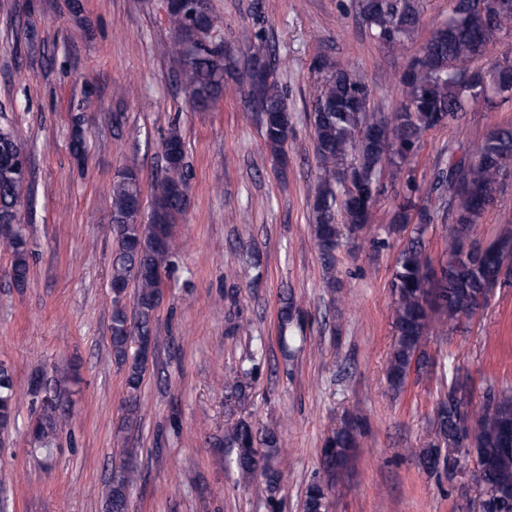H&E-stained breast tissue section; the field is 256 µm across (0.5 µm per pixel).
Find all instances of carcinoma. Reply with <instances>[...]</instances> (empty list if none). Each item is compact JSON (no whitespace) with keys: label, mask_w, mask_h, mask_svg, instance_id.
<instances>
[{"label":"carcinoma","mask_w":512,"mask_h":512,"mask_svg":"<svg viewBox=\"0 0 512 512\" xmlns=\"http://www.w3.org/2000/svg\"><path fill=\"white\" fill-rule=\"evenodd\" d=\"M358 14L375 40L396 48L412 39L420 22V0H358ZM174 37L170 52L178 69L177 80L191 105L205 110L219 99L230 79L247 86V101L271 152L285 158L292 115L279 87L271 53L263 45H245L249 68L230 50H200L194 26L183 10L168 15ZM512 38V0H448V17L420 47L400 77L402 101L388 115L376 111L369 86L353 71L324 56L311 69L321 77L309 120L322 170L310 204L317 245L323 260L336 262L343 240L369 223L383 170L395 180L405 178L406 164L424 135L460 121L469 104L493 105L505 91H512V66L496 65L487 74L473 66L492 44ZM20 144L8 129H0V224L16 218L15 205L23 192V176L12 158ZM165 166L154 186L146 211L135 199L141 184L132 168L112 178L111 224L104 232L115 241L110 288L112 302V356L124 371V410L130 424L138 421L141 388L149 372L150 354L144 339L157 342L156 312L164 279L176 269L179 242L176 226L189 203L186 145L177 129L162 143ZM512 165V127L496 128L477 144L473 156L460 157L440 172L431 191L459 200L453 223L448 225L445 249L433 261L422 246V236L432 223L428 208L412 196L398 204L385 233L400 232L415 224V236L400 250L393 271L394 321L397 339L387 367L389 385L399 390L414 362L424 356V340L433 321L452 327L470 320L485 308L488 287L512 279V220L502 224L497 237L473 256L465 250L458 225L475 226L494 205L507 168ZM11 252L10 277L15 287L27 286L33 243L22 224L0 242ZM134 288L133 310H128L127 290ZM299 321L293 297L282 300L278 314L279 340L284 347L294 341L292 326ZM461 385L455 377L446 398L436 408L434 437L446 445L474 449L479 462L490 466L473 472L479 497L489 512H512V390L489 391L480 411L473 412L455 398ZM40 397L33 386L27 396L36 413L33 445L50 456L59 446V433L67 419L63 404L69 399V378H53ZM16 382L11 367L0 361V427L15 420ZM360 424L354 419L333 430L320 450L321 468L328 480H314L304 491V512H325L336 469L348 465L358 446ZM224 447L235 449L231 463L244 478L258 473L267 500L274 502L284 481L276 460L281 435L277 428L255 427L238 419L225 426ZM440 447L418 448L422 466H439ZM117 478L105 492L106 512H128L131 490L142 478L135 449H124Z\"/></svg>","instance_id":"obj_1"}]
</instances>
